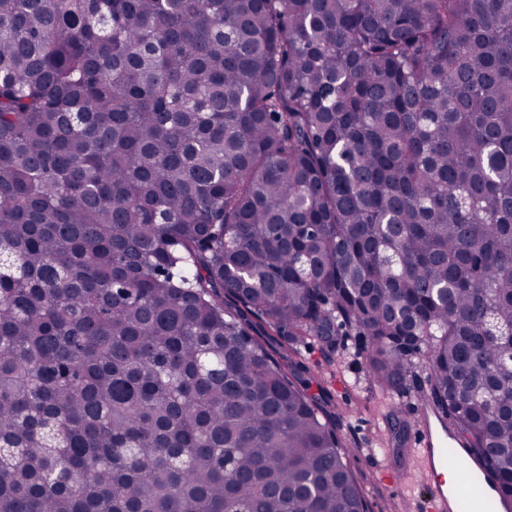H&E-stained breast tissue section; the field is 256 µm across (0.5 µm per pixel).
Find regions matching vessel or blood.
I'll use <instances>...</instances> for the list:
<instances>
[{
	"instance_id": "vessel-or-blood-1",
	"label": "vessel or blood",
	"mask_w": 512,
	"mask_h": 512,
	"mask_svg": "<svg viewBox=\"0 0 512 512\" xmlns=\"http://www.w3.org/2000/svg\"><path fill=\"white\" fill-rule=\"evenodd\" d=\"M412 414L413 459L426 480L425 512H481L478 500H466L463 494L449 489L445 474L452 462L459 471L475 478L479 500H487L488 512H512V499L499 493L495 476L467 440L437 429L432 422L433 411L425 401L414 402Z\"/></svg>"
}]
</instances>
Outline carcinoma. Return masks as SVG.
<instances>
[{
  "label": "carcinoma",
  "instance_id": "carcinoma-1",
  "mask_svg": "<svg viewBox=\"0 0 512 512\" xmlns=\"http://www.w3.org/2000/svg\"><path fill=\"white\" fill-rule=\"evenodd\" d=\"M256 325L512 498V0H0V512H364Z\"/></svg>",
  "mask_w": 512,
  "mask_h": 512
}]
</instances>
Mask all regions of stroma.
<instances>
[{"instance_id":"stroma-1","label":"stroma","mask_w":512,"mask_h":512,"mask_svg":"<svg viewBox=\"0 0 512 512\" xmlns=\"http://www.w3.org/2000/svg\"><path fill=\"white\" fill-rule=\"evenodd\" d=\"M298 361L311 392L325 391L337 406V432L351 451L349 466L364 490L366 512H414L378 481L381 472L399 476L411 467L414 422L406 407L425 383L424 367L416 368L406 389L385 393L372 383L368 354L354 338H338L331 346L307 340Z\"/></svg>"}]
</instances>
